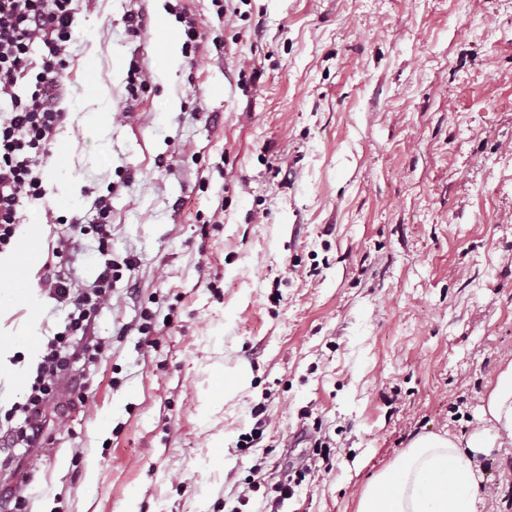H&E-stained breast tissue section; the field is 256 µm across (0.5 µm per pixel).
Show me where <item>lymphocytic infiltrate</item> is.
<instances>
[{
  "label": "lymphocytic infiltrate",
  "instance_id": "1",
  "mask_svg": "<svg viewBox=\"0 0 512 512\" xmlns=\"http://www.w3.org/2000/svg\"><path fill=\"white\" fill-rule=\"evenodd\" d=\"M75 0H0V253L13 243L24 201L43 197L40 167L66 114L58 104L68 48L74 38ZM40 45V59L31 48ZM114 270L104 265L94 287L73 292L68 278L47 273L44 283L69 305L66 331L49 340L30 381L23 416L8 438L10 447H31L40 436V416L70 377L75 356L95 362L97 344L75 351L72 336L85 333L93 313L110 298Z\"/></svg>",
  "mask_w": 512,
  "mask_h": 512
}]
</instances>
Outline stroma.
Returning <instances> with one entry per match:
<instances>
[{"mask_svg":"<svg viewBox=\"0 0 512 512\" xmlns=\"http://www.w3.org/2000/svg\"><path fill=\"white\" fill-rule=\"evenodd\" d=\"M183 12L203 40L172 71L157 21L182 32ZM76 23L46 195L20 218L45 227L38 342L64 328L42 285L59 239L73 288L108 259L119 273L94 314L101 358L0 465V491L28 512H126L133 491L137 512H261L311 457L309 424L328 455L278 512H357L416 436L487 428L512 363V0H246L231 20L214 0H91ZM134 61L148 88L127 118ZM101 196L104 246L71 223ZM242 368L225 397L216 378ZM476 459L483 512H504L512 441Z\"/></svg>","mask_w":512,"mask_h":512,"instance_id":"obj_1","label":"stroma"}]
</instances>
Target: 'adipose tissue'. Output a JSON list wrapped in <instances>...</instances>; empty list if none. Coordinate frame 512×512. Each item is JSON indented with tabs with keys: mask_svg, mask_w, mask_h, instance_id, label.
Returning a JSON list of instances; mask_svg holds the SVG:
<instances>
[{
	"mask_svg": "<svg viewBox=\"0 0 512 512\" xmlns=\"http://www.w3.org/2000/svg\"><path fill=\"white\" fill-rule=\"evenodd\" d=\"M36 266L17 252L0 254V321L26 306ZM484 413L490 428L473 434L466 445L441 434L415 437L371 478L357 512H481L477 490L483 475L474 453L501 438L512 440V365L498 373Z\"/></svg>",
	"mask_w": 512,
	"mask_h": 512,
	"instance_id": "obj_1",
	"label": "adipose tissue"
}]
</instances>
